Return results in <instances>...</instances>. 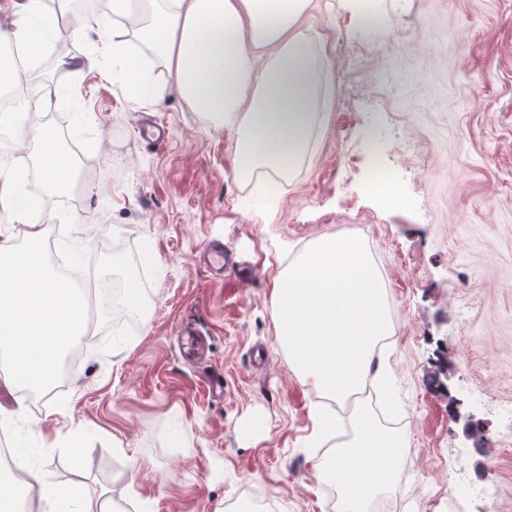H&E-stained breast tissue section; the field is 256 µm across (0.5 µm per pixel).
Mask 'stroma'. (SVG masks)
Returning a JSON list of instances; mask_svg holds the SVG:
<instances>
[{
	"label": "stroma",
	"mask_w": 512,
	"mask_h": 512,
	"mask_svg": "<svg viewBox=\"0 0 512 512\" xmlns=\"http://www.w3.org/2000/svg\"><path fill=\"white\" fill-rule=\"evenodd\" d=\"M317 2L301 24L324 37L331 99L264 209L259 183L233 175L237 117L197 111L159 59L142 71L164 87L159 102L113 80L107 58L89 62L116 32L141 55L137 15L78 36L93 0H45L56 33L20 48L23 100L40 110L17 142L38 165L51 135L81 181L73 204H55L23 186L24 163L10 156L0 233L28 248L12 213L45 201L35 212L45 262L82 226L96 275L123 256L144 320L116 354L123 316L97 319L69 373L32 397L36 431L77 450L43 458L49 483L118 512H338L337 488L317 484L314 466L349 441L354 409L296 374L272 289L318 238L356 235L392 305L379 359L401 415L387 419L371 392L362 399L405 440L391 512H512V0H382L375 21L356 0ZM146 115L168 129L165 145L140 139ZM379 167L404 179L415 206L378 204L365 183ZM213 241L253 265L246 287L199 261ZM187 324L207 340L205 364L181 353ZM213 373L223 396L206 389ZM315 408L331 429L316 432ZM452 481L470 495L449 494Z\"/></svg>",
	"instance_id": "stroma-1"
}]
</instances>
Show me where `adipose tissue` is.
<instances>
[{
  "mask_svg": "<svg viewBox=\"0 0 512 512\" xmlns=\"http://www.w3.org/2000/svg\"><path fill=\"white\" fill-rule=\"evenodd\" d=\"M312 0H146L160 28L151 33L157 58L175 69L176 84L201 112L241 114L238 140L243 171H286L306 146L312 112L329 96L323 39L300 19ZM42 0H15L7 41L38 46L53 38ZM23 224L30 247L21 252L0 245V307L15 319L12 407H0V429L14 432L24 449L27 481L17 496L36 504V512H96L75 487L46 482L41 460L52 446L34 440L27 393L42 387L53 366V343L76 334L84 298L57 281L37 247L44 227L27 221L26 210L13 214ZM401 439L382 433L367 414H359L357 432L317 466L315 477L343 491V512H365L366 502L390 484Z\"/></svg>",
  "mask_w": 512,
  "mask_h": 512,
  "instance_id": "adipose-tissue-1",
  "label": "adipose tissue"
}]
</instances>
